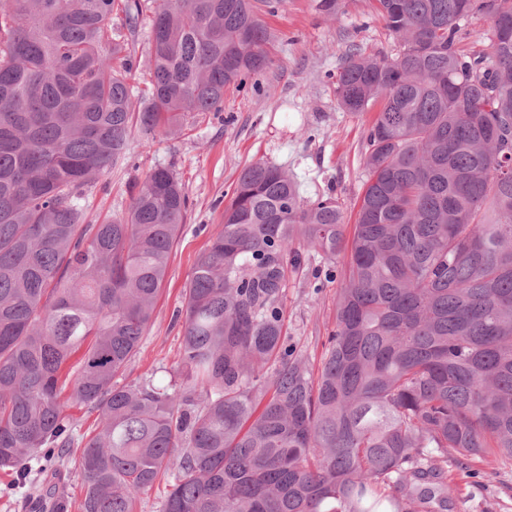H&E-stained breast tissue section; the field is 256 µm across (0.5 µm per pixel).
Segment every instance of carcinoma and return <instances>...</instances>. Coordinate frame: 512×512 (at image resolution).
Returning <instances> with one entry per match:
<instances>
[{"mask_svg":"<svg viewBox=\"0 0 512 512\" xmlns=\"http://www.w3.org/2000/svg\"><path fill=\"white\" fill-rule=\"evenodd\" d=\"M284 0L0 3V468L23 483L89 406L82 512H452L448 468L512 463V0H377L394 58L355 48L348 112L379 111L353 227L332 197L256 162L184 288L173 382L125 385L188 199L158 167L126 215L84 187L188 112L224 110L271 60ZM152 13L133 108L128 36ZM492 21L490 51L459 20ZM349 252L321 365L286 342L288 274ZM68 398H63L64 391ZM490 19L484 15L474 14L460 22V47L465 51H487L491 37ZM172 484L171 477H162L154 487L137 498L135 512H161V504Z\"/></svg>","mask_w":512,"mask_h":512,"instance_id":"1","label":"carcinoma"}]
</instances>
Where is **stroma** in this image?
<instances>
[{
  "label": "stroma",
  "instance_id": "obj_1",
  "mask_svg": "<svg viewBox=\"0 0 512 512\" xmlns=\"http://www.w3.org/2000/svg\"><path fill=\"white\" fill-rule=\"evenodd\" d=\"M319 0H286L266 17L272 62L255 75V85L224 89L220 112H191L182 134L157 138L150 146L133 143L127 164L112 168L88 188L81 200L90 219L125 213L149 172L175 169L189 198L152 320L129 364L124 381L155 376L169 381L182 354L183 289L197 256L221 228L242 169L269 162L288 170L307 200L336 198L346 223H353L368 175L363 158L365 131L373 115L344 111L337 103L336 73L351 46L392 57L397 40L389 33L375 0H341L335 17L325 16ZM347 254L333 268L307 266L290 277L285 292V334L289 344L320 365L327 336L336 322V280L329 270H343ZM80 450L51 451L33 463L27 483L16 488L0 469V512H32L29 503L50 475H58L57 493L67 512H81L83 477ZM480 485L463 472L448 478L455 512H512V469L486 470Z\"/></svg>",
  "mask_w": 512,
  "mask_h": 512
}]
</instances>
